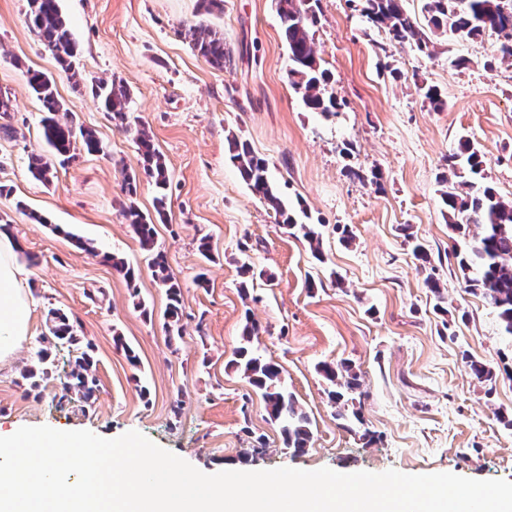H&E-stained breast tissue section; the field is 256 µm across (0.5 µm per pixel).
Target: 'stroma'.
<instances>
[{"label":"stroma","instance_id":"stroma-1","mask_svg":"<svg viewBox=\"0 0 512 512\" xmlns=\"http://www.w3.org/2000/svg\"><path fill=\"white\" fill-rule=\"evenodd\" d=\"M60 5L79 50L77 84L31 31L26 0H0V98L13 129L0 132V218L21 247L32 296L29 334L0 366V428L47 425L104 438L135 430L206 474L327 467L512 481V429L496 418L512 413V379L502 372L512 364V338L491 305L465 292L452 252L466 241L450 229L440 198L447 158L464 136L483 153L481 181L512 198V60L484 66L500 36L479 47L440 35L424 54L368 23L358 0H320L310 35L343 103L326 117L308 111L289 82L272 0H224L213 14L199 0ZM199 21L223 33L231 57L224 69L183 35ZM460 57L468 66L454 68ZM30 69L53 75L65 109L104 145L98 154L76 152L48 184L28 168L31 154L44 151ZM115 79L169 167L157 243L182 292L184 333L173 340L163 328L165 290L123 215L131 204L152 211L155 186L132 135L91 92L93 82ZM428 86L440 90L441 109L425 99ZM233 134L267 159L293 213L320 225L324 260L250 191L229 159ZM128 173L137 177L132 195ZM204 235L215 247L210 261L196 249ZM81 239L92 251L78 247ZM417 242L434 259L444 311L423 285ZM104 252L139 267L136 280L103 263ZM245 262L253 275L241 273ZM57 308L92 345L97 390L83 410L59 405L58 376L36 388L23 376ZM248 313L263 327L259 354L280 365L312 422L305 452L284 446L260 394L230 365ZM117 335L139 366L116 347ZM469 356L497 369L493 384L474 379ZM342 360L361 375L357 422L337 416L317 371Z\"/></svg>","mask_w":512,"mask_h":512}]
</instances>
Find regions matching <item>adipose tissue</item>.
Here are the masks:
<instances>
[{
  "label": "adipose tissue",
  "instance_id": "adipose-tissue-1",
  "mask_svg": "<svg viewBox=\"0 0 512 512\" xmlns=\"http://www.w3.org/2000/svg\"><path fill=\"white\" fill-rule=\"evenodd\" d=\"M27 272L19 264L15 242L0 234V364L7 362L27 334Z\"/></svg>",
  "mask_w": 512,
  "mask_h": 512
}]
</instances>
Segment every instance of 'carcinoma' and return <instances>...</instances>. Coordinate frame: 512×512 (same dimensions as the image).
<instances>
[{
    "mask_svg": "<svg viewBox=\"0 0 512 512\" xmlns=\"http://www.w3.org/2000/svg\"><path fill=\"white\" fill-rule=\"evenodd\" d=\"M27 21L42 44L55 56L62 70L76 78L73 59L77 55L76 43L60 8V0H27ZM362 14L376 27L388 30L394 39L411 41L421 52H427L433 41L415 17L403 7V0H361ZM281 21V34L288 46L292 68L289 70L291 85L302 94L305 106L313 112H335L341 104L335 93L328 90L330 75L316 57L309 25L315 14L311 0H275ZM423 12L427 25L434 34L449 33L463 42H477L492 33L502 34L506 42L498 48L501 59L512 60V0H423ZM187 35L192 48L211 66L224 69L230 62L224 50V34L201 22L189 26ZM29 86L42 107V138L52 156L63 161L71 158L78 149L88 154L103 151L97 133L78 125L68 115H60V101L53 76L41 71L27 70ZM94 93L104 111L110 114L115 126L134 135L143 161L144 173L153 179L158 190L154 213H144L131 204L125 210L130 232L138 240L141 249L148 253V267L153 277L166 288L168 304L164 311V329L169 339L183 335V310L180 287L170 271L164 251L156 248L158 220L166 217V190L169 185V169L162 153L155 147L147 127L132 119L127 111L129 91L122 83L100 81ZM230 160L237 166L252 193L259 197L277 218L280 227L288 234L302 237L315 258L323 259L322 237L312 224L297 222L289 212L277 188L268 176V163L258 155L246 140L236 136L228 138ZM482 161L481 151L469 140L461 141L459 151L448 157L449 169L457 177L451 182L443 178L445 189L441 200L446 209L449 226L460 234H466L470 226L481 228L472 237L465 251L455 253L464 274V290L479 294L497 312L506 335L512 337V199L501 196L493 187L477 180ZM30 171L39 181L50 182L55 177V167L44 156L31 159ZM420 268L426 271L425 288L438 302H443L438 280L434 276L431 255L422 246L414 248ZM114 270L132 282L137 272L124 258L112 253L102 257ZM47 327L52 338L50 344L67 350L66 382L59 401L76 400L85 405L94 398L96 381L90 375L92 360L88 352L79 347L80 338L75 335L69 318L58 310L48 314ZM261 332L260 325L245 312L242 340L245 345L236 352L232 366L243 371L250 383L258 389L266 404L270 418L280 426L284 445L296 452L306 450L311 439L310 419L299 407L295 396L289 393L281 381V368L255 354L249 346ZM50 353L41 349L36 353L34 365L26 369L29 378L48 376ZM469 367L481 382H493L496 373L483 362L468 360ZM320 374L336 389L328 392L330 402L337 408V416H347L352 394L360 387L359 375L352 363L344 360L338 364L324 362Z\"/></svg>",
    "mask_w": 512,
    "mask_h": 512,
    "instance_id": "carcinoma-1",
    "label": "carcinoma"
}]
</instances>
